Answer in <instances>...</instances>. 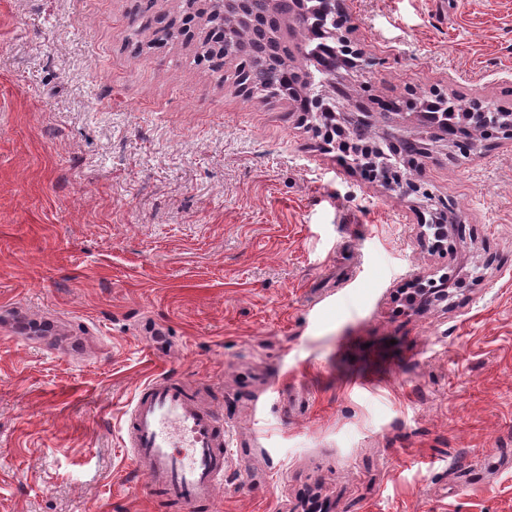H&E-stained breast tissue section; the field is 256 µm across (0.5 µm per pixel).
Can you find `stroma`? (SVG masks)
I'll list each match as a JSON object with an SVG mask.
<instances>
[{
	"label": "stroma",
	"mask_w": 512,
	"mask_h": 512,
	"mask_svg": "<svg viewBox=\"0 0 512 512\" xmlns=\"http://www.w3.org/2000/svg\"><path fill=\"white\" fill-rule=\"evenodd\" d=\"M344 9L364 95L512 108V0ZM178 12L0 0V512H170L122 430L161 374L224 421L208 512H512V147L419 162L465 216L431 252L414 197L154 43ZM476 265L449 306L401 299Z\"/></svg>",
	"instance_id": "35a3bbf8"
}]
</instances>
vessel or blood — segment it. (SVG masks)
<instances>
[{"label":"vessel or blood","mask_w":512,"mask_h":512,"mask_svg":"<svg viewBox=\"0 0 512 512\" xmlns=\"http://www.w3.org/2000/svg\"><path fill=\"white\" fill-rule=\"evenodd\" d=\"M126 440L151 489L186 512L209 502L224 477V423L200 410L181 380L161 375L139 390Z\"/></svg>","instance_id":"obj_1"}]
</instances>
